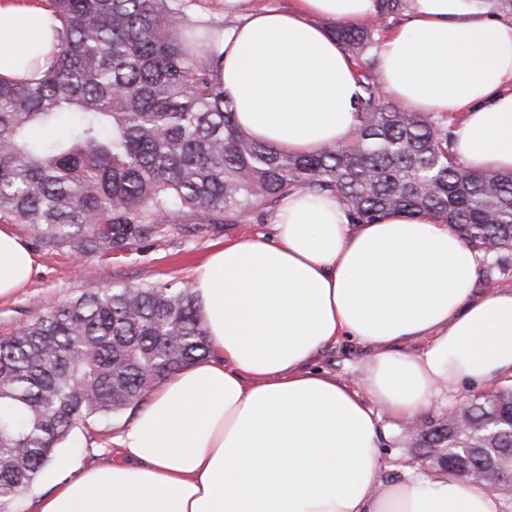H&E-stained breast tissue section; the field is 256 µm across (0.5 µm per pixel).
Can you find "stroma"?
Here are the masks:
<instances>
[{"mask_svg": "<svg viewBox=\"0 0 512 512\" xmlns=\"http://www.w3.org/2000/svg\"><path fill=\"white\" fill-rule=\"evenodd\" d=\"M289 0H245L241 10L228 13L224 0H184L187 25L203 19L213 29L224 27L227 16L243 18L255 8L283 9ZM270 214H253L239 224H207L180 221L165 224L156 231L127 241L122 247L100 249L85 255L68 248L42 246L25 225H14L15 234L32 249L37 269L27 288L16 296L0 301V336L10 335L31 319L34 307L50 309L80 295L89 288L113 284L146 286L169 281L189 283L203 258L224 242L245 234L269 233ZM362 354L343 343L324 350L317 358L322 369L347 380L360 375ZM136 414L135 407L77 429L62 454L84 462L100 460L102 450L111 448L117 435Z\"/></svg>", "mask_w": 512, "mask_h": 512, "instance_id": "35a3bbf8", "label": "stroma"}]
</instances>
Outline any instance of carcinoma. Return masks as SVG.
<instances>
[{"mask_svg":"<svg viewBox=\"0 0 512 512\" xmlns=\"http://www.w3.org/2000/svg\"><path fill=\"white\" fill-rule=\"evenodd\" d=\"M60 50L37 79L0 77V220L48 247L120 246L146 225L236 224L297 190L337 199L353 224L424 213L474 248L512 251V170L474 171L451 152L445 117L382 99L379 26L331 32L367 70L349 141L280 151L237 125L219 83L223 54L182 37L180 0H52ZM211 350L190 288H91L0 338V512L76 428L140 403ZM463 426L429 421L422 461L458 475L483 449L512 448V385L459 405ZM473 449L464 456L456 447Z\"/></svg>","mask_w":512,"mask_h":512,"instance_id":"1","label":"carcinoma"}]
</instances>
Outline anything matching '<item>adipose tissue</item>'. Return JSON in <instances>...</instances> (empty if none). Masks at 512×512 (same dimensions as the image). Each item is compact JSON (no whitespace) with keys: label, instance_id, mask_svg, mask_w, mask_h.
Wrapping results in <instances>:
<instances>
[{"label":"adipose tissue","instance_id":"obj_1","mask_svg":"<svg viewBox=\"0 0 512 512\" xmlns=\"http://www.w3.org/2000/svg\"><path fill=\"white\" fill-rule=\"evenodd\" d=\"M376 0H292L220 35L219 78L237 123L276 148L346 142L355 64L321 19L365 21ZM49 9L0 0V77L59 50ZM386 91L460 115L451 151L474 170L512 169V20L493 0H414L379 45ZM271 236L225 242L192 289L214 358L167 377L113 439L117 460L53 463L37 512H502L501 495L436 467L383 480L381 443L448 393L512 379V288L477 291L483 255L448 225L391 214L354 224L335 198L288 195ZM36 257L0 225V300ZM350 341L349 381L315 367Z\"/></svg>","mask_w":512,"mask_h":512}]
</instances>
